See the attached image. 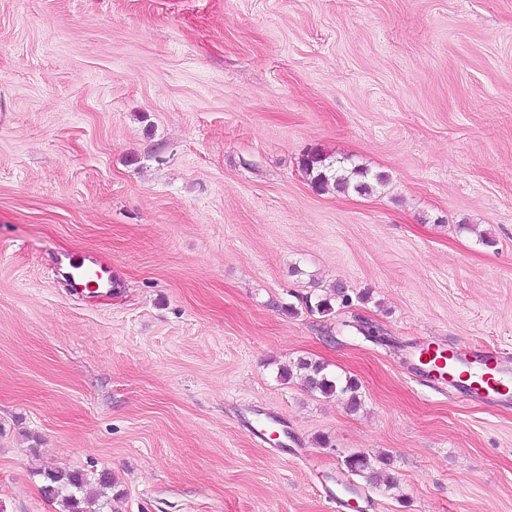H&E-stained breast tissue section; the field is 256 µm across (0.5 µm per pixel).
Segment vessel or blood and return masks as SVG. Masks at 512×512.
Segmentation results:
<instances>
[{"instance_id": "obj_1", "label": "vessel or blood", "mask_w": 512, "mask_h": 512, "mask_svg": "<svg viewBox=\"0 0 512 512\" xmlns=\"http://www.w3.org/2000/svg\"><path fill=\"white\" fill-rule=\"evenodd\" d=\"M70 267L76 282L93 281L99 285L112 282L109 270L98 263L86 262L84 257L72 258ZM419 373L422 376L443 380L464 375L460 392L493 404L512 403V362L502 359L497 350L475 348L460 350L448 355L439 347L425 343L418 354Z\"/></svg>"}]
</instances>
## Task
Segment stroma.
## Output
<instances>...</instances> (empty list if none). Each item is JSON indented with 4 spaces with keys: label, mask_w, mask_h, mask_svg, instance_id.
Instances as JSON below:
<instances>
[{
    "label": "stroma",
    "mask_w": 512,
    "mask_h": 512,
    "mask_svg": "<svg viewBox=\"0 0 512 512\" xmlns=\"http://www.w3.org/2000/svg\"><path fill=\"white\" fill-rule=\"evenodd\" d=\"M428 339L512 357V0H0V512H61L47 466L114 512H512V408ZM302 168L311 177V183L316 190H325L331 184L337 193L344 195L350 192L371 194L375 186L382 185L386 180L381 173L371 175L367 169L348 167L344 161L327 162V158L317 152L306 155ZM73 270L71 273L75 276V284L88 280L94 281L101 286L112 285V275L109 270L100 263H88L83 256L73 257L70 262ZM419 373L431 379L466 375L459 392L498 405L512 403V364L489 348L461 349L445 355L439 346L423 343L418 354ZM472 365V366H471ZM467 368V370H464ZM296 372H299L304 380L306 387L310 391H318L323 395L332 396L337 392L341 395H348L347 406L351 410H356L358 406V385L353 380H345L341 383L324 373L325 367L318 362H312L300 359L296 366ZM388 464L389 457L385 454L373 458L364 453H353L346 460L348 471L364 478L369 484H378L381 481L385 466Z\"/></svg>",
    "instance_id": "1"
}]
</instances>
